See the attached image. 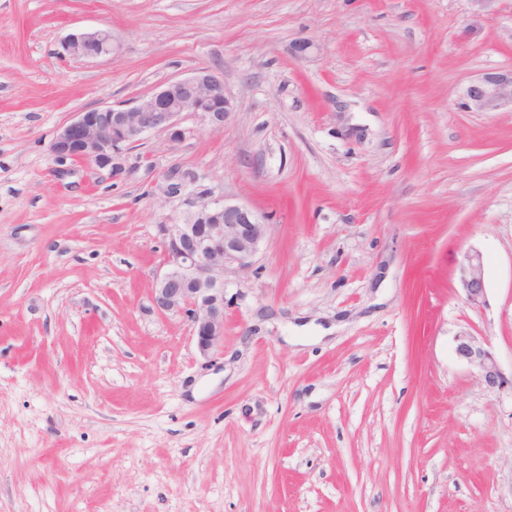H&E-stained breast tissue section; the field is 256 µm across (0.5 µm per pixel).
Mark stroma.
Returning a JSON list of instances; mask_svg holds the SVG:
<instances>
[{
  "instance_id": "stroma-1",
  "label": "stroma",
  "mask_w": 512,
  "mask_h": 512,
  "mask_svg": "<svg viewBox=\"0 0 512 512\" xmlns=\"http://www.w3.org/2000/svg\"><path fill=\"white\" fill-rule=\"evenodd\" d=\"M96 27L119 51L59 56ZM509 67L512 0H0V512H512V390L454 353L512 377V112L459 107ZM201 68L223 130L184 113L121 179L51 155ZM201 195L271 230L207 359L150 303ZM461 289L465 300L472 305H479L486 298V282L483 256L479 251H473L465 256L461 266ZM455 354L460 360L478 369L480 379L486 387L500 389L506 385L512 386V380L509 381L504 376L495 356L475 336L468 333L457 336Z\"/></svg>"
}]
</instances>
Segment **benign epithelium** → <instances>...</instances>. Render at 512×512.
Returning <instances> with one entry per match:
<instances>
[{"label":"benign epithelium","instance_id":"benign-epithelium-1","mask_svg":"<svg viewBox=\"0 0 512 512\" xmlns=\"http://www.w3.org/2000/svg\"><path fill=\"white\" fill-rule=\"evenodd\" d=\"M66 55L98 59L115 50L107 28L69 34ZM462 105L468 112H497L512 108V69L488 71L465 89ZM191 112L211 131L222 130L233 112L224 81L207 69L170 80L149 96L130 105L97 106L75 114L50 144L57 159H80L106 170L114 179L132 173L138 162L129 161L131 146L145 135L163 132L172 144L181 142L186 130L181 115ZM164 244L162 274L151 292L159 314L186 317L199 354L210 357L224 345V273L248 269L270 233V225L244 205L207 201L200 196L184 218L175 224L156 225ZM465 300L479 305L486 298L483 256L474 251L461 266ZM456 356L475 366L490 389L512 386L489 348L464 333L456 338Z\"/></svg>","mask_w":512,"mask_h":512}]
</instances>
